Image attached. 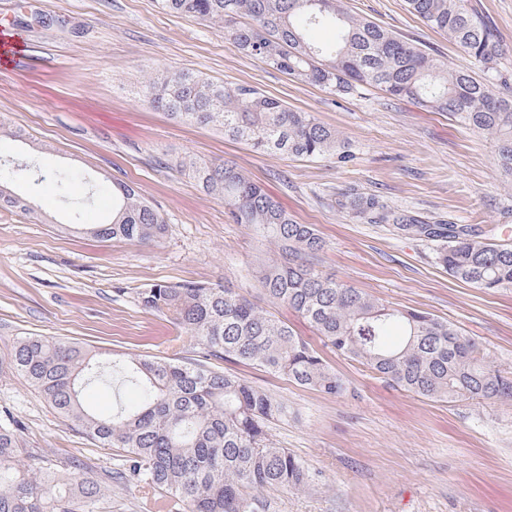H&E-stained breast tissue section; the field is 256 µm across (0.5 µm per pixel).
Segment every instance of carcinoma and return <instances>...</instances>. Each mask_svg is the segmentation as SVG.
Masks as SVG:
<instances>
[{"label":"carcinoma","mask_w":512,"mask_h":512,"mask_svg":"<svg viewBox=\"0 0 512 512\" xmlns=\"http://www.w3.org/2000/svg\"><path fill=\"white\" fill-rule=\"evenodd\" d=\"M224 33L245 55L297 80L341 96L375 88L446 112L492 140L498 165L512 177V95L493 88L499 40L482 12L465 0H405L410 13L448 36L484 72L448 68L391 30L350 13L342 0H159ZM329 28L334 38L310 34ZM145 101L187 124L216 125L270 154L349 159L336 130L253 87H228L201 75L169 70L148 77ZM208 194L224 200L234 224H249L275 240L282 261L260 270L269 301L293 310L339 356L391 385L428 399L512 403V374L492 369L485 349L454 325L415 309L383 304L318 269L325 241L312 224L296 223L259 185L222 160L178 163ZM82 174L56 175L67 199ZM32 199L0 185V208L36 213ZM342 207L365 224H392L435 246L437 262L456 280L486 291L512 286V247L487 242L464 224L430 222L388 208L378 197L345 194ZM89 232L159 242L168 224L127 183L112 184V216ZM144 308L168 316L193 338L202 358L134 355L123 359L44 336L17 338L12 368L52 410L99 448H119L126 466L108 473L131 477L176 499L187 512H276L271 491L315 484L310 468L269 438V424L288 406L212 361L256 366L321 393L340 396L346 381L288 324L229 288L154 284L137 292ZM119 373L140 393L139 404L112 414L84 406L82 387ZM101 483L80 465L54 464L28 446L15 421L0 423V512H94Z\"/></svg>","instance_id":"cac0c4a2"}]
</instances>
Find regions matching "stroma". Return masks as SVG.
Segmentation results:
<instances>
[{
  "instance_id": "stroma-1",
  "label": "stroma",
  "mask_w": 512,
  "mask_h": 512,
  "mask_svg": "<svg viewBox=\"0 0 512 512\" xmlns=\"http://www.w3.org/2000/svg\"><path fill=\"white\" fill-rule=\"evenodd\" d=\"M496 26L501 70L512 79V0H471ZM352 13L391 29L449 68L480 65L410 14L404 0H343ZM0 112L29 137L0 134V181L35 198L33 216L0 210V419L17 421L30 447L50 459L80 458L104 480L119 452L95 447L10 366L24 335L56 337L114 354L191 357L193 340L137 289L200 283L235 290L288 322L346 381L331 397L287 377L233 371L288 406L269 434L318 476L314 487L276 493L277 512H512V405L430 400L325 348L316 331L263 294L258 270L276 244L230 223L220 198L177 169L184 157L232 162L301 224L327 242L319 268L382 302L448 321L482 345L492 368L512 371V287L490 293L449 276L432 245L365 224L340 207L344 193L374 194L389 208L467 224L512 246V181L500 176L492 141L445 112L371 88L341 97L245 56L222 32L163 11L158 0H0ZM190 70L251 86L336 129L350 162L270 156L154 110L141 96L148 74ZM83 173L70 200L54 175ZM154 203L168 225L158 243L100 240L90 225L112 213L113 182ZM136 390L96 382L84 401L103 413ZM96 512H157L136 481L105 482Z\"/></svg>"
}]
</instances>
